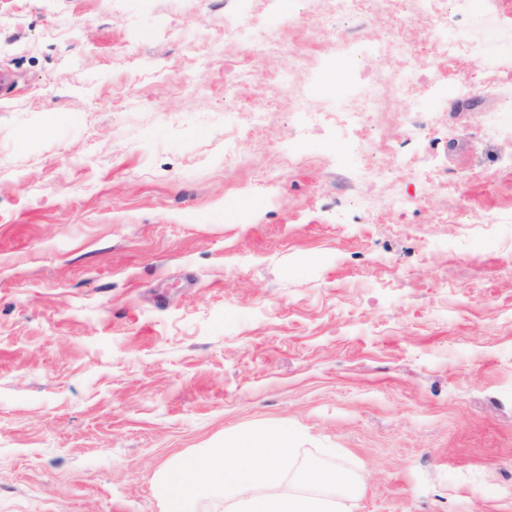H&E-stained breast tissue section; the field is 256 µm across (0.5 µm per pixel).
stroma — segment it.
<instances>
[{"mask_svg": "<svg viewBox=\"0 0 512 512\" xmlns=\"http://www.w3.org/2000/svg\"><path fill=\"white\" fill-rule=\"evenodd\" d=\"M464 4L436 85L380 68L366 158L290 112L346 105L322 0L229 91L224 0H0V512H168L175 459L282 426L344 512H512V0Z\"/></svg>", "mask_w": 512, "mask_h": 512, "instance_id": "35a3bbf8", "label": "stroma"}]
</instances>
